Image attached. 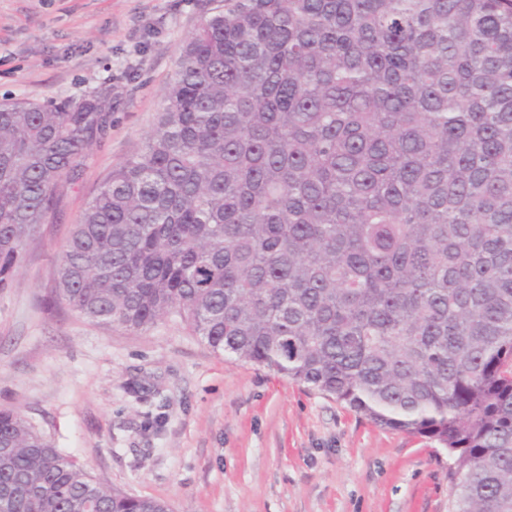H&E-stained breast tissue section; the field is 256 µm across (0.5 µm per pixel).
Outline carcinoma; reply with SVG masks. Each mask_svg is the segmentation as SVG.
Wrapping results in <instances>:
<instances>
[{
  "mask_svg": "<svg viewBox=\"0 0 512 512\" xmlns=\"http://www.w3.org/2000/svg\"><path fill=\"white\" fill-rule=\"evenodd\" d=\"M111 130L108 89L0 103V290ZM55 282L436 441L454 512H512V0H224ZM89 499L165 509L0 409V512Z\"/></svg>",
  "mask_w": 512,
  "mask_h": 512,
  "instance_id": "cac0c4a2",
  "label": "carcinoma"
}]
</instances>
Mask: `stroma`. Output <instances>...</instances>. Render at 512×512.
<instances>
[{
    "mask_svg": "<svg viewBox=\"0 0 512 512\" xmlns=\"http://www.w3.org/2000/svg\"><path fill=\"white\" fill-rule=\"evenodd\" d=\"M224 0H0V102L112 90V129L0 291V407L104 485L174 512H452L446 449L374 424L170 318L142 333L54 300L58 252L141 146L186 39Z\"/></svg>",
    "mask_w": 512,
    "mask_h": 512,
    "instance_id": "stroma-1",
    "label": "stroma"
}]
</instances>
